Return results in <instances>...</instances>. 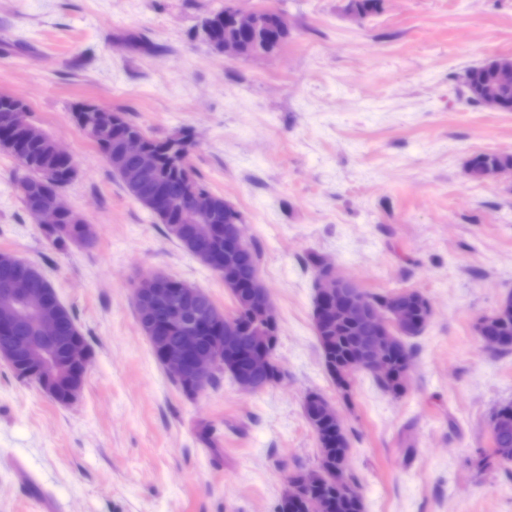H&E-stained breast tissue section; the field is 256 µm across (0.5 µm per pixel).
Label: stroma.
Instances as JSON below:
<instances>
[{
  "mask_svg": "<svg viewBox=\"0 0 512 512\" xmlns=\"http://www.w3.org/2000/svg\"><path fill=\"white\" fill-rule=\"evenodd\" d=\"M226 2L0 0V95L72 156L61 194L96 229L53 245L0 150V250L41 266L91 349L67 405L0 360V512H275L288 478L318 464L311 392L336 408L365 512H512V470L469 463L512 401V350L475 332L512 293V177L467 173L476 154L512 155V112L459 80L512 56V0H385L366 20L349 0H237L288 21L287 43L255 60L206 42ZM84 102L185 139L196 177L240 212L279 324L276 383L245 393L226 377L189 396L160 365L137 321L140 277L176 278L223 309L232 298L124 190L73 120ZM314 257L365 292L430 302L402 397L361 372L345 398L327 375Z\"/></svg>",
  "mask_w": 512,
  "mask_h": 512,
  "instance_id": "35a3bbf8",
  "label": "stroma"
}]
</instances>
